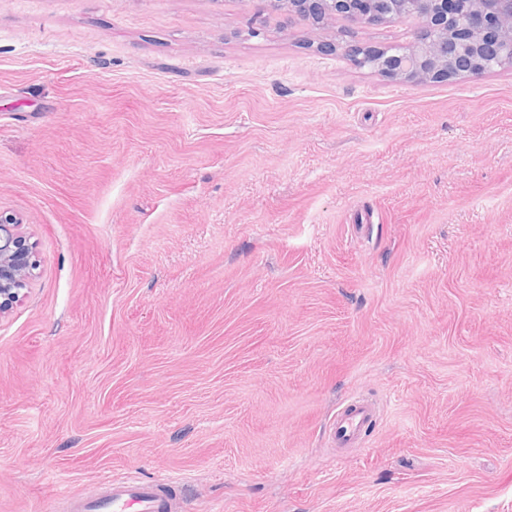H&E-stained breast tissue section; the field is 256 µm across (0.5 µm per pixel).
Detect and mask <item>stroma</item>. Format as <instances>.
Instances as JSON below:
<instances>
[{
	"instance_id": "obj_1",
	"label": "stroma",
	"mask_w": 512,
	"mask_h": 512,
	"mask_svg": "<svg viewBox=\"0 0 512 512\" xmlns=\"http://www.w3.org/2000/svg\"><path fill=\"white\" fill-rule=\"evenodd\" d=\"M245 0H0V512H512V66L406 83ZM380 405L359 447L339 409ZM10 221L0 216V315L24 295L35 267L32 247ZM179 486L174 480H107L96 497H69L66 512H177Z\"/></svg>"
}]
</instances>
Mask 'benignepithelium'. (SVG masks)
Here are the masks:
<instances>
[{"label":"benign epithelium","mask_w":512,"mask_h":512,"mask_svg":"<svg viewBox=\"0 0 512 512\" xmlns=\"http://www.w3.org/2000/svg\"><path fill=\"white\" fill-rule=\"evenodd\" d=\"M248 32L260 34L275 20L303 30L331 24L380 25L405 18L412 40L398 52L350 42H323L355 67L400 82H440L479 77L489 64L512 65V0H248ZM35 259L17 224L0 218V315L24 295Z\"/></svg>","instance_id":"benign-epithelium-1"}]
</instances>
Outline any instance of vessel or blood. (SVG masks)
Wrapping results in <instances>:
<instances>
[{
    "instance_id": "obj_1",
    "label": "vessel or blood",
    "mask_w": 512,
    "mask_h": 512,
    "mask_svg": "<svg viewBox=\"0 0 512 512\" xmlns=\"http://www.w3.org/2000/svg\"><path fill=\"white\" fill-rule=\"evenodd\" d=\"M373 411L363 401L348 404L336 417L335 435L341 444L356 440ZM177 483L173 480L112 479L97 496L69 497L66 512H177Z\"/></svg>"
}]
</instances>
